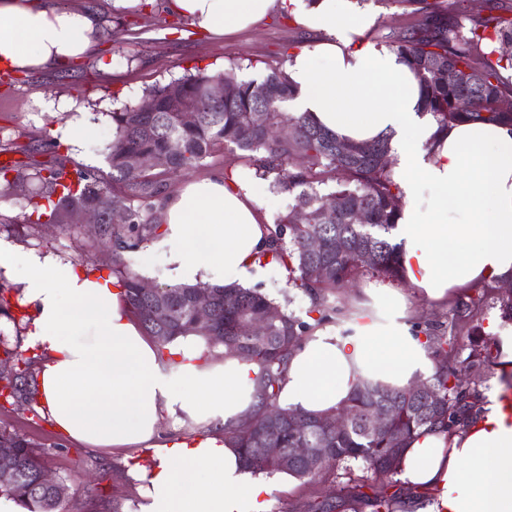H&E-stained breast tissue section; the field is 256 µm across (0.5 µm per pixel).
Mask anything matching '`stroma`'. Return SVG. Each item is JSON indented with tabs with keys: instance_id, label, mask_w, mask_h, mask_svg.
Returning <instances> with one entry per match:
<instances>
[{
	"instance_id": "1",
	"label": "stroma",
	"mask_w": 512,
	"mask_h": 512,
	"mask_svg": "<svg viewBox=\"0 0 512 512\" xmlns=\"http://www.w3.org/2000/svg\"><path fill=\"white\" fill-rule=\"evenodd\" d=\"M65 4L97 13L104 25L100 54L73 66H56L34 73L0 72V137L9 143L10 157L24 161L32 150L40 161L70 155L68 145L52 130L64 113L44 112L42 100L53 98L86 108L92 114L87 150L108 171L107 155L113 139L111 114L126 104L138 103L155 83L195 72L235 68L239 77L263 74L266 66L283 61L285 49L296 42L310 43L311 34L293 20L276 13L246 30L211 35L193 27L169 8L170 0H145L134 11L110 10L106 0H64ZM362 9L374 17L372 34L416 24L396 0H363ZM112 62L103 71L100 59ZM0 241L15 249L33 250L72 264L81 270L99 268L109 275L112 245L87 227L58 224H0ZM413 323L450 331L452 304H438L402 285ZM0 429L29 439L46 465L67 487L66 512H130L140 505L138 481L127 473L123 449L91 450L65 439L55 429L41 401L13 402L0 398ZM342 486L334 473L303 482L286 478L268 499V512H310L309 506L333 495Z\"/></svg>"
}]
</instances>
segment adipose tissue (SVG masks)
Wrapping results in <instances>:
<instances>
[{"label": "adipose tissue", "mask_w": 512, "mask_h": 512, "mask_svg": "<svg viewBox=\"0 0 512 512\" xmlns=\"http://www.w3.org/2000/svg\"><path fill=\"white\" fill-rule=\"evenodd\" d=\"M200 30H242L276 10L315 34L287 73L288 107L339 137H389L402 193L393 231L405 280L429 300L512 279V128L457 123L441 130L420 108V87L387 47L363 40L372 18L355 0H171ZM96 13L62 0H0V67L38 71L86 58L98 43ZM265 181L216 175L185 181L168 199L150 252L174 285L250 287L263 270ZM0 268L31 304L29 342L45 360L38 399L60 434L92 449L148 448L151 465L128 461L140 481V512H266L276 480L254 478L230 434L255 410V364L205 355L202 337L159 350L124 304L123 288L34 251L0 248ZM405 296L378 282L363 288L353 329L313 326L292 353L278 404L322 415L350 397L358 376L395 387L435 371L421 329L407 321ZM170 418L196 438L161 439ZM399 481L427 489L413 512H512V412L487 393L479 420L449 433L425 427L403 451Z\"/></svg>", "instance_id": "ef3b65f1"}]
</instances>
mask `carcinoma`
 <instances>
[{
  "instance_id": "obj_1",
  "label": "carcinoma",
  "mask_w": 512,
  "mask_h": 512,
  "mask_svg": "<svg viewBox=\"0 0 512 512\" xmlns=\"http://www.w3.org/2000/svg\"><path fill=\"white\" fill-rule=\"evenodd\" d=\"M396 2L421 16L422 22L384 34L381 40L407 63L420 85L424 109L438 125L446 128L472 121L512 126V110L499 106L512 97V53L505 49L512 45V15L498 12L494 4L477 6L470 0H457L459 6L452 12L441 0ZM216 83L223 84L219 100L211 96ZM255 86L265 89L264 98L255 96ZM173 88L182 92V105L196 110L193 124H182L174 111L170 102ZM292 97L281 63L268 67L259 82L240 80L230 68L157 83L145 91L155 111L136 112L125 106L112 112L116 133L107 157L109 173L80 166L72 169L65 156L50 162L6 163L0 166V198L32 188L23 220L10 217L12 224H58L89 206L105 215L124 212L126 221H106L101 232L112 242V277L124 289L125 302L146 334L162 349L191 332L205 337L211 346H224L226 355L234 354L237 344L247 349L249 361L259 366L254 388L257 411L247 419V426H239L231 435L246 468L254 474L283 473L300 481L341 468L354 483L340 495L342 506L357 512V505L366 501L375 512H400V497L389 493L385 484L373 487L371 496L364 493L365 484L353 476L350 463L362 462L381 481L397 474L401 449L414 431L435 425L459 429L476 419L480 387L496 365L497 355L495 342L481 326L469 325V320L493 293L502 314L511 319L512 294H498V287L487 284L476 298L458 297L454 324L468 326L462 337L447 336L431 327L423 330L435 362L434 374L426 379L433 400L361 377L342 407L349 416L347 428L327 432L322 422L336 412L314 416L282 409L277 403L284 367L311 329L308 321L275 305L254 288L212 286V331L205 333L196 327L192 316L195 287L171 286L148 295L140 288L138 273L127 263L126 254L140 250L158 235L172 178L188 176L206 159L230 150L247 161L255 177L269 181L272 190L293 200L269 228L264 255L286 269L289 287L307 296V317L319 324L326 322L330 300L364 273L403 280L398 246L392 241L402 195L387 163L389 139L352 142V151L341 153L336 145L343 140L317 126L308 114L285 111V103ZM284 127L288 134H274ZM133 153L164 154L168 167L135 169L128 163ZM298 157L302 162L293 164ZM327 200L336 203L330 217L322 211ZM299 209L308 215L303 224L294 223ZM356 209L366 210L371 223H350V214ZM312 237L321 239L325 248L308 251L306 243ZM363 251L372 254L368 265L357 262ZM271 309L278 311V318L266 324L265 335L241 334L244 324L264 320ZM0 379L5 381L8 398H36L26 372L16 371ZM274 409L279 413L276 420L268 417ZM372 411L379 412L381 418L379 426L369 430L364 419ZM268 435L284 449L302 442L322 449L323 464L315 472L304 462L283 466L279 459L260 451L262 439ZM2 459L15 468L8 473L0 467V497L15 502L24 512H61L64 496L41 482L44 463L29 439L0 430Z\"/></svg>"
}]
</instances>
